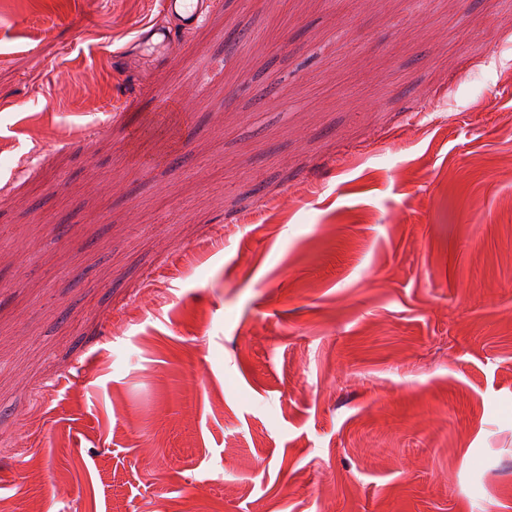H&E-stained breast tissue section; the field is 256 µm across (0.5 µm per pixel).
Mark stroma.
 Returning <instances> with one entry per match:
<instances>
[{"instance_id": "35a3bbf8", "label": "stroma", "mask_w": 512, "mask_h": 512, "mask_svg": "<svg viewBox=\"0 0 512 512\" xmlns=\"http://www.w3.org/2000/svg\"><path fill=\"white\" fill-rule=\"evenodd\" d=\"M167 22L0 0V505L512 512V7Z\"/></svg>"}]
</instances>
